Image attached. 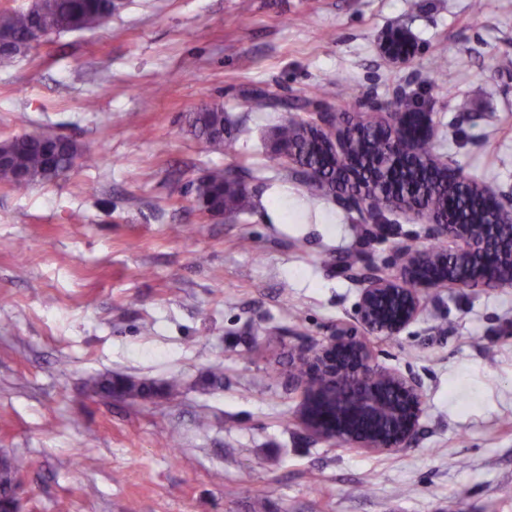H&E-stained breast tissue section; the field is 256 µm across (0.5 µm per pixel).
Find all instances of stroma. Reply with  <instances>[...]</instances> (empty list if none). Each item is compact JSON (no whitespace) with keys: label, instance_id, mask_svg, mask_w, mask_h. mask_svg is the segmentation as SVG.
I'll use <instances>...</instances> for the list:
<instances>
[{"label":"stroma","instance_id":"stroma-1","mask_svg":"<svg viewBox=\"0 0 512 512\" xmlns=\"http://www.w3.org/2000/svg\"><path fill=\"white\" fill-rule=\"evenodd\" d=\"M475 1L114 0L102 28L0 69V140L50 130L100 157L0 184V455L28 461L22 512H512V287L428 290L417 321L372 336L379 365L422 383L409 447L350 451L294 423L293 347L355 322L337 257L434 241L425 218L379 228L311 193L271 149L299 106L352 117L402 93L441 161L511 200L512 0ZM212 103L237 135L221 153L186 124ZM214 167L249 212L197 208ZM106 373L182 387L106 399L90 387Z\"/></svg>","mask_w":512,"mask_h":512}]
</instances>
